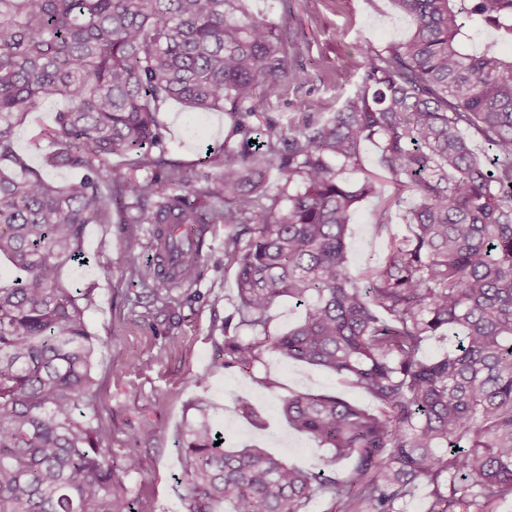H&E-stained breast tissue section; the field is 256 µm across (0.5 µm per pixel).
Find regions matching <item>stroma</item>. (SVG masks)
Here are the masks:
<instances>
[{"label": "stroma", "mask_w": 512, "mask_h": 512, "mask_svg": "<svg viewBox=\"0 0 512 512\" xmlns=\"http://www.w3.org/2000/svg\"><path fill=\"white\" fill-rule=\"evenodd\" d=\"M246 6L254 16L281 23L295 73L277 96L255 98L249 123L258 134L270 122L300 124L309 113L341 108L359 86L367 50L401 42L414 25L396 13L391 0H246ZM57 109V104H44L20 129V148L35 168H43L54 150L39 132L52 124ZM158 118L169 163L191 168L201 162L205 174L218 175L220 151L235 138L229 113L195 114L171 101L162 105ZM376 204L369 199L353 216L351 271L373 262L383 247L370 225ZM84 246L88 265L67 267L63 277L94 294L88 322L98 341L93 365L97 408L118 455L145 423L159 424V432L138 447L140 471L123 479L132 496L145 498L154 512H184L185 488L175 477L182 470L186 430L201 417L198 395L213 403L208 417L231 446L255 445L300 468L317 464L323 450L288 425L280 411L282 397L302 389L327 390L370 406V399L336 376L274 356L249 372L215 367L224 319L233 313L236 296L234 269L224 259L223 225H214L205 236L203 276L180 287L184 301L175 317L159 318L154 327L141 318L148 286L125 271L122 225H87ZM267 378L275 380V387L264 386ZM244 395L254 400L259 422L239 412L237 400Z\"/></svg>", "instance_id": "obj_1"}]
</instances>
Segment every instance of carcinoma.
<instances>
[{"instance_id":"1","label":"carcinoma","mask_w":512,"mask_h":512,"mask_svg":"<svg viewBox=\"0 0 512 512\" xmlns=\"http://www.w3.org/2000/svg\"><path fill=\"white\" fill-rule=\"evenodd\" d=\"M392 2L415 29L366 57L354 96L318 121L271 122L253 144L257 90L275 95L295 74L278 25L243 0H0V262L12 272L0 275V512H153L131 507L118 473L140 470L134 445L155 429L115 464L92 375V289L62 278L86 263V226L114 214L131 250L144 225H169L151 240L167 267H126L166 282L142 320L181 306L175 288L201 277L208 226L222 224L237 302L216 366L248 371L272 354L373 403L281 399L288 423L329 451L309 469L217 446L223 434L198 421L183 448L185 512H310L315 499L323 512H407L423 483L426 512L512 504V55L498 50L512 41V0ZM58 100L40 137L57 146L47 166L77 172L65 182L19 149V127ZM170 100L238 117L241 142L204 187L201 171L164 159L156 114ZM130 155L144 175L112 170ZM383 181L393 192L371 224L386 247L354 276L349 224ZM285 297L303 317L274 336ZM434 337L451 351L422 355Z\"/></svg>"}]
</instances>
